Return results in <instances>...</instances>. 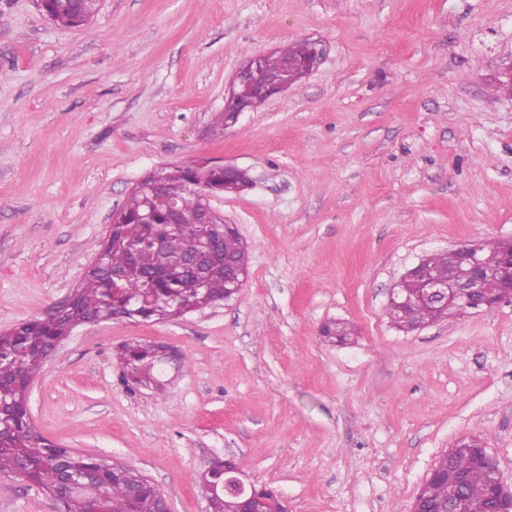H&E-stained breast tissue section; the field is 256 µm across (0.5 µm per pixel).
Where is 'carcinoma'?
Wrapping results in <instances>:
<instances>
[{
    "label": "carcinoma",
    "instance_id": "carcinoma-1",
    "mask_svg": "<svg viewBox=\"0 0 512 512\" xmlns=\"http://www.w3.org/2000/svg\"><path fill=\"white\" fill-rule=\"evenodd\" d=\"M102 0H43L42 10L62 27H80L101 9ZM310 52V42L300 41L279 48L264 59L267 71L276 73L285 65L301 62ZM161 186L150 192L131 191L119 211V224L106 235L95 255L103 264H90L82 282L73 290L74 308L48 311L43 317L28 320L0 332V475H14L40 485L46 492L63 501L65 512H89L95 495L103 497L105 512H157L161 507L160 491L141 473L117 460L85 454L65 448L45 438L33 425L28 408L26 386L34 381L49 354L70 335L73 319L80 316L91 323L128 317L143 321H159L181 316L186 308L194 311L228 295L230 278L224 267L212 268L207 276L206 290H197L191 275L164 284L153 290L143 287L144 277L156 267L182 265L202 241L208 227L197 223L200 207L194 186L205 185L217 194L239 192L249 184L247 171L226 173L222 168L196 165L166 167L159 172ZM182 208V224L173 234L167 252L161 254L144 247L141 242L150 235H163L164 224L172 201ZM151 210L155 223H143V214ZM220 245L239 271L249 270L248 248L240 235L221 230ZM484 263L495 267L500 263L502 244L479 245ZM457 261L454 250L430 256L425 269L429 274L446 272ZM124 272L122 287H112V273ZM391 321L403 327L423 325L450 317L445 305L389 308ZM324 336L338 343L351 336L343 322L327 323ZM167 348L132 341L118 351L128 377L135 384L157 378ZM453 468L467 475L466 494L477 508L486 499L490 485L487 464L477 466L468 448L458 449L452 458ZM73 466L96 477L92 488L75 492L58 480L60 466ZM199 480L215 483L209 497V512H234L238 498L224 491V475L202 473ZM422 497L427 507L434 508L448 499V482L431 480L424 484Z\"/></svg>",
    "mask_w": 512,
    "mask_h": 512
}]
</instances>
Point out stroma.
Here are the masks:
<instances>
[{
	"label": "stroma",
	"mask_w": 512,
	"mask_h": 512,
	"mask_svg": "<svg viewBox=\"0 0 512 512\" xmlns=\"http://www.w3.org/2000/svg\"><path fill=\"white\" fill-rule=\"evenodd\" d=\"M303 40L320 66L214 132L239 68ZM511 65L512 0H103L71 29L0 0V331L72 293L154 170L209 158L254 181L215 202L248 245L241 293L76 327L31 386L36 428L172 512H208L196 477L229 456L288 512H411L470 437L512 486V303L409 333L385 314L429 253L512 240ZM136 340L184 369L127 382ZM0 512L62 508L0 475Z\"/></svg>",
	"instance_id": "1"
}]
</instances>
